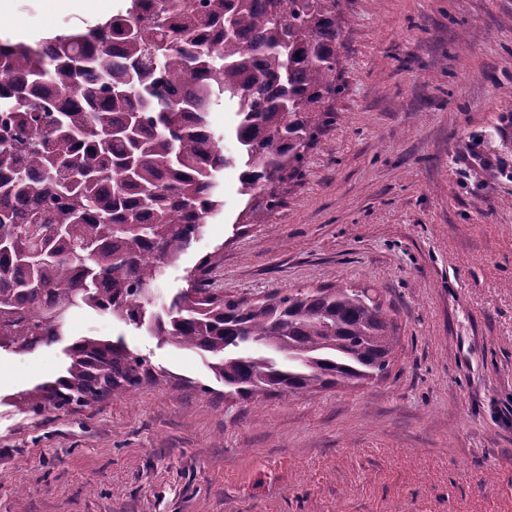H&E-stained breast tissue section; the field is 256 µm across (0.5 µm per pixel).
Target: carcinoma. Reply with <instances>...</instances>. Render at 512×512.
<instances>
[{
	"mask_svg": "<svg viewBox=\"0 0 512 512\" xmlns=\"http://www.w3.org/2000/svg\"><path fill=\"white\" fill-rule=\"evenodd\" d=\"M340 38L336 0H126L36 47L0 43V350L54 343L87 307L217 357L211 372L246 400L383 376L398 339L368 288L226 295L205 256L149 314L164 264L220 210L221 171L240 168L245 223L278 206L267 187L336 119ZM220 103L235 109L236 156L207 120ZM67 357L15 401L88 407L152 376L120 339L84 336Z\"/></svg>",
	"mask_w": 512,
	"mask_h": 512,
	"instance_id": "obj_1",
	"label": "carcinoma"
}]
</instances>
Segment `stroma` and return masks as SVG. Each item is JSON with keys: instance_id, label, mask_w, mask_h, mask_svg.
<instances>
[{"instance_id": "stroma-1", "label": "stroma", "mask_w": 512, "mask_h": 512, "mask_svg": "<svg viewBox=\"0 0 512 512\" xmlns=\"http://www.w3.org/2000/svg\"><path fill=\"white\" fill-rule=\"evenodd\" d=\"M336 121L261 224L221 211L154 286L379 289L384 377L242 400L150 327L73 309L61 342L0 352V512H512V0H337ZM93 0H9L0 39L91 24ZM123 339L154 369L129 397L35 414L13 394L66 345Z\"/></svg>"}]
</instances>
